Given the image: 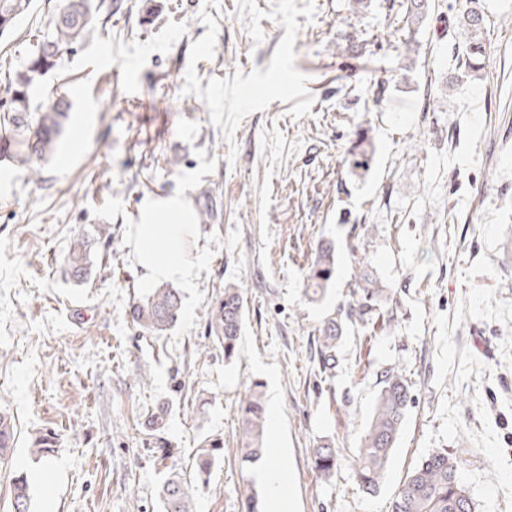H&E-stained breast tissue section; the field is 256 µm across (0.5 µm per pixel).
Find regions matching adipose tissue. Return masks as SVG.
Instances as JSON below:
<instances>
[{
	"instance_id": "1",
	"label": "adipose tissue",
	"mask_w": 512,
	"mask_h": 512,
	"mask_svg": "<svg viewBox=\"0 0 512 512\" xmlns=\"http://www.w3.org/2000/svg\"><path fill=\"white\" fill-rule=\"evenodd\" d=\"M167 223L156 221L155 207H148L136 227L137 259L148 281L177 280L191 284L195 264L183 252V242L192 230L183 203L167 205Z\"/></svg>"
}]
</instances>
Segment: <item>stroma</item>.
I'll return each mask as SVG.
<instances>
[{"mask_svg":"<svg viewBox=\"0 0 512 512\" xmlns=\"http://www.w3.org/2000/svg\"><path fill=\"white\" fill-rule=\"evenodd\" d=\"M63 52L33 100L66 97L57 150L32 166L0 161V411L17 443L0 464V512L13 475L54 468L32 512H162L167 472L192 471L207 436L224 455L193 512H244L266 497L262 463L239 464L238 403L262 383L266 446L290 512H391L407 472L448 450L476 512H512V0H429L421 27L400 0H120ZM33 0L0 36V91L56 18ZM478 8L482 70L458 69L461 18ZM456 86H449L450 77ZM372 145L367 170L348 149ZM182 202L196 261L166 336L131 319L149 290L134 231L146 205ZM112 227L82 284L61 268L74 237ZM336 275L322 299L304 288L324 242ZM383 293L374 332L361 255ZM235 284L245 319L239 355L205 346L210 304ZM343 322L336 362L315 355L328 318ZM411 402L379 490L352 458L383 371ZM160 419L152 429V419ZM54 433L50 461L30 441ZM161 436L166 449L154 448ZM331 445L332 477L310 452Z\"/></svg>","mask_w":512,"mask_h":512,"instance_id":"35a3bbf8","label":"stroma"}]
</instances>
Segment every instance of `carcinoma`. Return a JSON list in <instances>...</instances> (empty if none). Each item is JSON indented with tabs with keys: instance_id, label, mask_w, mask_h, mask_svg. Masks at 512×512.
<instances>
[{
	"instance_id": "obj_1",
	"label": "carcinoma",
	"mask_w": 512,
	"mask_h": 512,
	"mask_svg": "<svg viewBox=\"0 0 512 512\" xmlns=\"http://www.w3.org/2000/svg\"><path fill=\"white\" fill-rule=\"evenodd\" d=\"M31 0H0V36L9 33L29 10ZM428 13V0H408L402 21L408 27L421 26ZM96 18L92 0H61L53 30L38 39L23 71L8 82L6 97L0 100V156L27 164L32 157L52 154L64 132L70 102L63 96L40 106H33L32 89L36 82L57 65L61 53L82 39ZM461 25L464 65L470 70L482 68L485 47L481 41L483 15L476 9L463 15ZM95 239L78 236L71 242L64 258L63 271L81 282L91 272V251ZM335 251L330 245L318 249L309 263L305 287L315 298L325 295L335 267ZM182 314V298L175 288H152L131 307L133 323L141 331L161 337L173 328ZM243 326L242 290L235 284L224 285L211 304L206 339L224 350V360L238 354ZM339 324L330 318L321 329L320 358L331 365L336 362V338ZM372 416L357 449L354 474L369 491L377 490L385 475L390 456L402 429L410 402L409 387L402 375L386 372ZM241 426L237 455L242 462L257 460L269 454L264 444L265 401L262 384L252 383L239 401ZM16 438V422L0 411V463L12 453ZM54 437L39 435L33 450L41 459L53 453ZM224 455V439L205 438L195 461L194 479L204 482L218 457ZM312 468L323 476L336 470V449L321 446L312 449ZM13 512H31L32 488L24 474L14 476L10 488ZM162 512H193L190 483L176 470H171L159 489ZM391 512H476L475 504L459 478V461L448 452L425 457L406 476L396 494Z\"/></svg>"
}]
</instances>
